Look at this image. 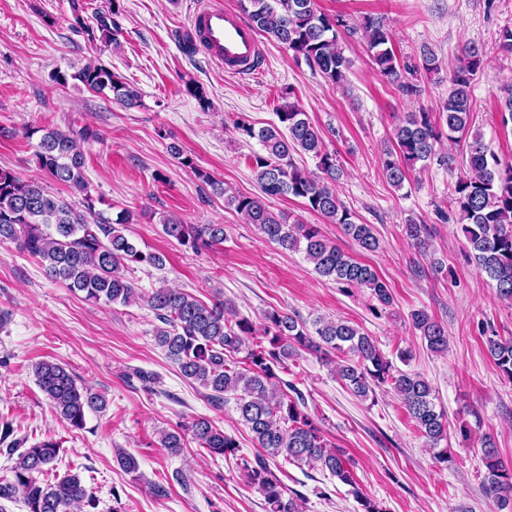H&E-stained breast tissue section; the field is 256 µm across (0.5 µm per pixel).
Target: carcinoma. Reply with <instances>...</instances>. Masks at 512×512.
Returning a JSON list of instances; mask_svg holds the SVG:
<instances>
[{
  "label": "carcinoma",
  "instance_id": "obj_1",
  "mask_svg": "<svg viewBox=\"0 0 512 512\" xmlns=\"http://www.w3.org/2000/svg\"><path fill=\"white\" fill-rule=\"evenodd\" d=\"M238 4L258 34L275 41L293 57L304 59L339 87L347 83L351 65L342 48L344 31L351 36L361 34L375 70L403 89H416L407 82L410 76L439 72L437 56L427 46L420 51L419 64L409 66L399 61L391 44L390 21L384 16L366 15L359 27L351 30L340 17L320 11L316 0H238ZM86 32L91 40L106 46L118 43V25L105 16L97 18L96 27H86ZM484 64V54L477 46L464 47L449 75L448 95L439 118L423 110L407 113L395 129L394 145L384 151L382 169L386 180L399 190L417 165L433 159L446 167L454 162L450 156H437L441 137L460 134L470 138L467 171L456 182L451 209L459 217L478 273L496 283L500 298L512 301V163L503 162L491 152L470 122L472 83ZM70 78L95 92L109 90L113 99L125 107L139 104L137 89L94 62L70 76L61 72L54 75V81L62 86ZM276 116L278 124L259 130L240 118L232 121L238 134L258 140L263 147V152L251 157L260 194L231 193L209 174L197 169L196 175L268 241L284 251L303 252L318 275L346 290L368 289L372 301L369 311L380 315L392 306L393 295L370 265L326 239L317 225L288 224L269 209V199L301 198L309 210L339 225L343 235L362 252L373 253L380 248L371 225L356 222L332 187L340 177L336 151L329 149L307 114L288 100L277 108ZM26 135L38 136L34 153L38 168L69 187L80 200L69 202L50 194L37 181L24 180L0 168V247H13L37 258L47 278L82 293L87 301L122 305L144 301L159 321L153 330L155 341L181 375L208 390L209 399L217 405L224 403L225 395L234 396L239 420L262 450L252 460L241 459L240 469L263 495L267 512H301L302 497L288 493L278 476L283 463L316 465L351 487L361 512H384L378 501L360 489L344 452L327 443L321 428L301 409L304 399L288 395L295 391L294 386L286 382L283 390L274 387L277 371L288 370V360L301 349L339 357L338 377L362 400L373 396L375 388L390 385L417 430L437 449L438 462L452 460L448 449L440 447L448 440V417L437 408L430 382L418 372L396 367L362 328L343 320L318 318L309 329L295 315L272 309L264 314L262 337L249 343L246 337L253 333L252 323L245 318L235 322L229 318L232 305L221 291L209 304L178 288L161 286L140 293L127 276L129 270L135 265L160 269L165 260L162 254L139 246L128 229L133 223L131 212L121 211L112 218L96 209L80 145L92 133L87 129L67 133L55 128H31ZM299 153L312 156L318 172L297 166L293 155ZM162 228L166 236L194 252L216 248L226 239L222 224H185L167 217ZM405 234L418 251L427 252L426 225L411 221L405 225ZM410 319L430 351L448 349L447 330L428 312L415 310ZM482 335L495 365L512 382V338H503L492 328L482 330ZM242 351L243 360L227 361L226 354ZM34 373L53 409L74 429H84L86 413L104 406L102 396L78 384L60 363L43 360L35 365ZM188 434L210 454L234 455L239 448L232 436L206 418L194 420L181 432H163L160 445L178 455ZM25 443L14 437L9 422H0V453L15 459L12 478L0 480V502L21 500L27 512L96 508L95 498L77 473L67 474L53 484L39 480L56 459L58 442L44 439L28 448ZM481 464L483 496L502 512H512V468L504 465L489 440L483 441Z\"/></svg>",
  "mask_w": 512,
  "mask_h": 512
}]
</instances>
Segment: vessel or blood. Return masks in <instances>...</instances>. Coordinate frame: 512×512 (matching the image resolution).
<instances>
[{"label": "vessel or blood", "mask_w": 512, "mask_h": 512, "mask_svg": "<svg viewBox=\"0 0 512 512\" xmlns=\"http://www.w3.org/2000/svg\"><path fill=\"white\" fill-rule=\"evenodd\" d=\"M187 39L193 48L231 75L259 71L263 50L256 33L222 0H205L191 19Z\"/></svg>", "instance_id": "b4317fda"}]
</instances>
